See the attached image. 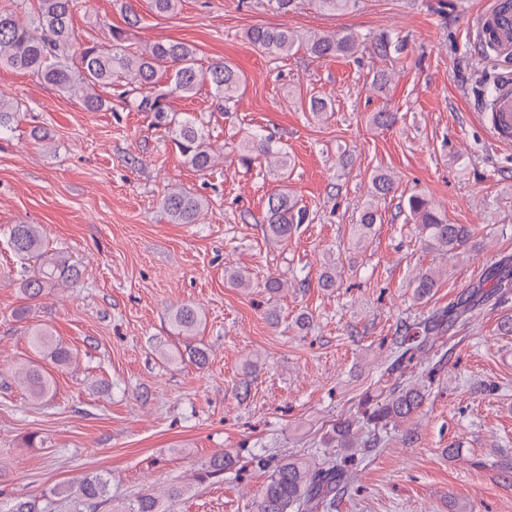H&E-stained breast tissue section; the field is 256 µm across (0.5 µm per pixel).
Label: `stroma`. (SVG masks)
Segmentation results:
<instances>
[{"label": "stroma", "instance_id": "35a3bbf8", "mask_svg": "<svg viewBox=\"0 0 512 512\" xmlns=\"http://www.w3.org/2000/svg\"><path fill=\"white\" fill-rule=\"evenodd\" d=\"M489 0H358L344 12L309 7L279 13L266 0H181L173 15L140 4L134 43L181 40L199 66L228 61L246 83L231 112L209 86L173 99L222 146L223 168L199 172L147 112L128 109L121 82L89 112L36 76L0 66V93L19 107L0 135V512L14 498L51 496L90 472L109 480L113 504L173 483L184 494L166 512H252L267 478L255 457L324 455L322 436L354 415L392 359L401 322L447 307L486 269L512 256V148L493 144L481 119L484 89L503 65L470 36ZM122 0H90L75 14L79 41L123 26ZM253 26L294 31H379L406 40L402 58L316 60L299 51L274 59L244 38ZM395 70L385 91L375 70ZM332 110L316 119L311 97ZM395 112L390 128L371 121ZM49 132L46 142L31 132ZM272 136L288 153V177L239 166L245 135ZM388 174L395 191L373 199ZM309 211L286 241L264 231L268 195L280 188ZM178 188L206 198L198 223L176 224L161 206ZM439 206L472 230L456 254L427 249L407 222L410 195ZM375 201L380 224L365 244L353 234L361 207ZM15 224H37L77 264L66 288L27 300L24 266L6 244ZM251 272L254 289L230 287L226 273ZM442 270L430 298L414 296L421 270ZM336 285L323 288L324 271ZM282 289L268 293V278ZM198 307L196 336L179 333L175 309ZM28 306L19 322L13 311ZM308 316L299 326V316ZM512 298L475 311L448 340L443 365L420 411L388 431L381 448L354 455L352 486L331 512H512V334L500 329ZM51 328L73 355L54 364L28 333ZM206 348L204 367L188 345ZM43 367L54 393L31 400L13 382L19 364ZM41 445L30 448V434ZM247 462L244 475L199 482L221 450Z\"/></svg>", "mask_w": 512, "mask_h": 512}]
</instances>
